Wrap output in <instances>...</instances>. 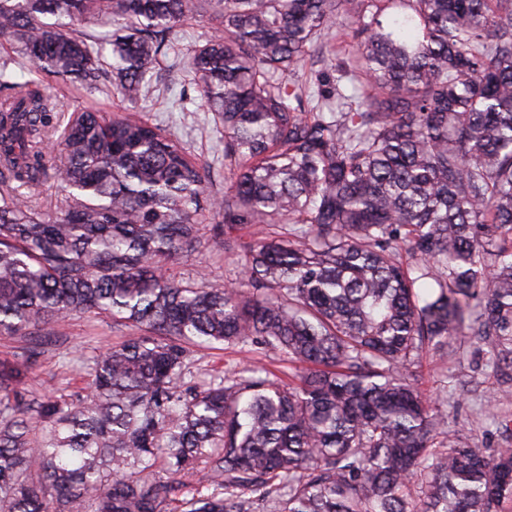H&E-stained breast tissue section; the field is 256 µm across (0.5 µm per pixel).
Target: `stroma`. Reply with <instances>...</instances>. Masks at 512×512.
Instances as JSON below:
<instances>
[{"instance_id": "35a3bbf8", "label": "stroma", "mask_w": 512, "mask_h": 512, "mask_svg": "<svg viewBox=\"0 0 512 512\" xmlns=\"http://www.w3.org/2000/svg\"><path fill=\"white\" fill-rule=\"evenodd\" d=\"M218 26V19L209 14L185 23L183 36L155 63L163 97L139 101L135 110L141 118L170 127L190 147L208 167L211 193L220 196L228 178L224 170V133L204 112L185 67L199 37L213 34ZM353 30L352 21L343 20L337 27L333 58L307 60L299 71L300 82L314 85L316 73L331 70L335 62L350 58L355 46ZM46 90L64 98L72 109L90 108L109 116L123 108L117 98L90 96L62 80L50 82ZM171 271L179 278L225 284L239 279L240 256L238 250L218 246L206 235L192 255L173 265ZM128 334L127 328L114 325L109 317L78 315L55 324L42 336H0V360H14L25 348L39 345L38 364L25 379L29 396L37 401L52 398L74 403L86 393L87 368L93 356L121 342ZM482 348L476 337L464 336L450 341L444 349L424 354L413 371L423 393L444 417L448 432L493 454L512 449V434L500 433L495 426L496 420H512V401L489 403L488 397L498 381L491 368L480 369L475 365ZM246 364L262 366L284 379L290 373L288 362L274 350L241 345L196 347L186 378L191 382L219 379Z\"/></svg>"}]
</instances>
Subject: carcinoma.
Masks as SVG:
<instances>
[{
  "label": "carcinoma",
  "instance_id": "obj_1",
  "mask_svg": "<svg viewBox=\"0 0 512 512\" xmlns=\"http://www.w3.org/2000/svg\"><path fill=\"white\" fill-rule=\"evenodd\" d=\"M208 11L220 34L188 68L222 197L160 125L70 113L0 65V335L84 313L134 330L76 404L18 390L36 348L0 366V512H504L512 450L450 437L410 366L470 334L512 397V0H0V39L90 90L108 50L135 105ZM344 17L356 63L312 99L289 74ZM51 166L46 210L28 191ZM207 213L234 284L170 273ZM251 224L280 231L241 241ZM249 343L289 381L185 382L190 345ZM200 470L210 494L187 491Z\"/></svg>",
  "mask_w": 512,
  "mask_h": 512
}]
</instances>
